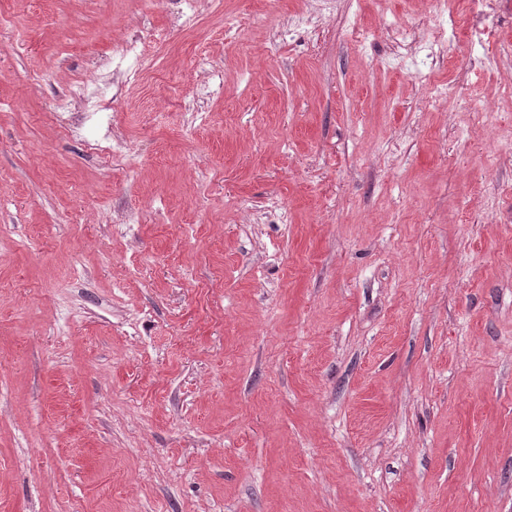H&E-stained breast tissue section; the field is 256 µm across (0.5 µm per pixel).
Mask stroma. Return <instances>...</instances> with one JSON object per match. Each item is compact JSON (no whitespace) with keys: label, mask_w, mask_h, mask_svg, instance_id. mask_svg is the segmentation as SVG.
I'll return each mask as SVG.
<instances>
[{"label":"stroma","mask_w":512,"mask_h":512,"mask_svg":"<svg viewBox=\"0 0 512 512\" xmlns=\"http://www.w3.org/2000/svg\"><path fill=\"white\" fill-rule=\"evenodd\" d=\"M447 2L0 0V512H512V0Z\"/></svg>","instance_id":"1"}]
</instances>
